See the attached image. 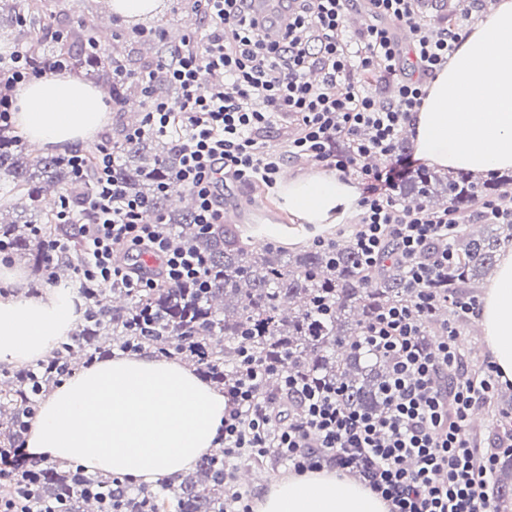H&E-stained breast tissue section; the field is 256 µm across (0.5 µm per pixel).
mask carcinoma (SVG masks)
<instances>
[{
    "mask_svg": "<svg viewBox=\"0 0 512 512\" xmlns=\"http://www.w3.org/2000/svg\"><path fill=\"white\" fill-rule=\"evenodd\" d=\"M62 2L0 0V39L21 44L37 62L47 47L54 48L74 68L90 71L114 100L125 102L138 95L137 89L112 82V61L124 57V50L114 45L112 51H102L95 16L82 17L73 28H54L68 18ZM117 145V178L130 193L167 212L179 242L208 256L207 284L164 286L148 293L96 289L83 321L47 359L35 368L0 369V448L22 442L40 397L72 375L74 360L88 365L103 354L98 345L103 337L124 349L180 355L204 378L219 384L235 373L246 349L271 366L268 392L276 402L289 401L278 384L286 370L311 382L334 383L346 401L380 409L387 362L358 348L357 336L383 307L413 304L396 267L388 264L366 276L349 245L308 247L294 255L273 244L258 250L234 224L202 234L190 223L189 210L166 211V197L158 194V184L175 162L173 150L150 136L123 138ZM0 180L18 197L12 208L0 209V241L43 272L48 283L59 284L68 276L82 240L75 227L55 222L42 204L43 195L51 189L78 197L91 190L92 182L75 185L64 158L32 155L4 128ZM509 185L512 175L483 180L460 171L444 180L423 169L402 182L397 195L410 204L467 211L481 196L508 195ZM58 238L67 240L68 251L51 269L47 241ZM511 242L512 224H482L477 232L463 228L451 243L458 262L441 284L444 293L452 298L477 287L493 270L502 246ZM32 480L31 489L59 512H88L92 504L97 512H112L114 497L129 512H224L222 448L203 456L195 472L165 494L145 489L133 493L108 475L48 461L34 462Z\"/></svg>",
    "mask_w": 512,
    "mask_h": 512,
    "instance_id": "carcinoma-1",
    "label": "carcinoma"
}]
</instances>
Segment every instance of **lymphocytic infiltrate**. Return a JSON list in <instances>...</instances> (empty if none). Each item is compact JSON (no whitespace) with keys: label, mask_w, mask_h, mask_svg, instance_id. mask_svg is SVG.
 I'll use <instances>...</instances> for the list:
<instances>
[{"label":"lymphocytic infiltrate","mask_w":512,"mask_h":512,"mask_svg":"<svg viewBox=\"0 0 512 512\" xmlns=\"http://www.w3.org/2000/svg\"><path fill=\"white\" fill-rule=\"evenodd\" d=\"M287 2L280 40L269 39L251 0H191L204 36L184 37L153 67L133 70L114 61L113 80L137 86L143 97L142 119L125 136L172 138L177 163L158 191L189 192L193 222L204 234L224 221L225 181L272 189L286 158L303 155L357 175L362 193L351 243L359 265L370 272L394 260L415 306L380 310L358 339L359 347L390 361L377 412L346 405L336 387L288 374L284 388L301 415L279 419L260 393L265 364L244 356L237 378L224 384V457L270 460L295 475L333 471L368 486L389 512H493L489 479L501 454L512 452V440L480 448L466 429L498 385L496 368L488 362L476 374L466 371L455 321L429 343L424 328L433 288L456 262L452 250L436 252L433 244L471 222L512 224V200L484 197L478 211L463 214L451 206L405 205L393 195L417 165L399 148L403 130L461 30L428 22L421 0H365L373 22L349 39L344 21L354 0ZM69 69L57 56L31 65L19 46L0 56V127L11 124L19 86ZM367 76L386 82L389 96L364 94ZM274 127L284 134L280 151L262 142ZM374 156L384 167L369 165ZM66 160L76 182H93L79 202L61 196L56 214L79 228V280L139 291L205 284L207 257L176 243L165 215L116 177L117 145H98L90 155L75 150ZM143 255L157 258L159 268L145 271ZM448 372L456 376L450 389L439 383ZM32 462L23 447L0 449V512H51L33 495L16 498L11 488Z\"/></svg>","instance_id":"lymphocytic-infiltrate-1"}]
</instances>
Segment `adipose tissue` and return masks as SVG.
<instances>
[{
  "mask_svg": "<svg viewBox=\"0 0 512 512\" xmlns=\"http://www.w3.org/2000/svg\"><path fill=\"white\" fill-rule=\"evenodd\" d=\"M14 122L41 149L87 142L106 122L100 91L74 76L48 75L16 94ZM416 155L438 169L486 173L512 169V0L497 5L460 42L428 85L414 117ZM290 213L334 224L358 197L335 175L284 178ZM0 363L44 359L77 318L53 288L33 295L22 268L0 264ZM477 323L503 383L512 384V247L500 255ZM223 393L193 367L147 353L108 356L81 369L42 402L25 449L78 463L128 482L173 481L217 447ZM255 512H387L385 501L353 479L327 471L271 482Z\"/></svg>",
  "mask_w": 512,
  "mask_h": 512,
  "instance_id": "obj_1",
  "label": "adipose tissue"
}]
</instances>
